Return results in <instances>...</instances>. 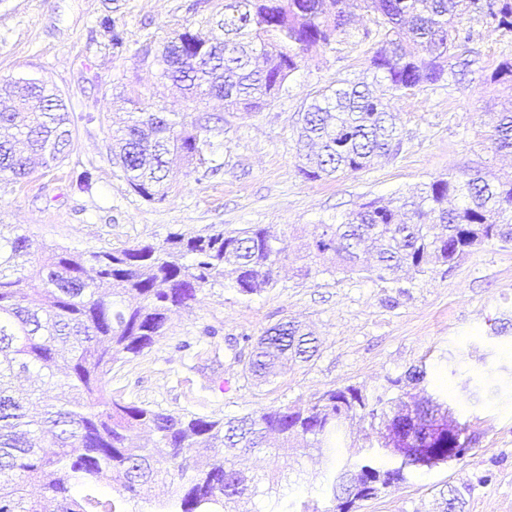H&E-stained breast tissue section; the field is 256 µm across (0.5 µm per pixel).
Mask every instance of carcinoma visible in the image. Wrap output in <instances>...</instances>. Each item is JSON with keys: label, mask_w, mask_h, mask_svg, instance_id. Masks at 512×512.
Here are the masks:
<instances>
[{"label": "carcinoma", "mask_w": 512, "mask_h": 512, "mask_svg": "<svg viewBox=\"0 0 512 512\" xmlns=\"http://www.w3.org/2000/svg\"><path fill=\"white\" fill-rule=\"evenodd\" d=\"M375 17L379 47L371 67L386 91H409L464 74L477 64L473 34L462 25L472 9L489 23L512 30V0H225L219 33L186 29L163 48V75L192 98L215 96L229 109L259 108L280 91L300 67L310 41L329 45L349 32L351 6ZM9 95L25 105V116L0 107V180L24 179L33 159L48 165L69 153L73 135L65 101L44 78L3 79ZM207 126L186 115L134 103L123 125L113 131L115 157L133 192L152 201L164 196L172 156L198 161L205 178L212 168L201 158L200 131ZM498 150H512V99L490 135ZM299 167L308 180L338 171L366 168L378 154L399 150L401 139L385 95L363 82L338 80L301 113ZM466 198L456 209L448 198ZM491 241L512 242V179L493 183L480 173L465 179L438 178L417 196L387 203L370 201L337 224H318L305 235L306 263L298 275L315 271L316 259L331 253L342 270L356 268L361 244H373L376 263L366 269L381 281L409 280L435 262L451 266ZM33 256L25 235L0 232V512H118L102 487L115 484L128 498L145 500L150 485L164 474L177 484L176 497L155 512H224L229 501L267 496L262 479L244 478L235 459L268 447L276 434L286 451L311 441L331 456L344 445L343 426L355 416L371 421L396 408L376 430L381 448L394 438L413 440L421 449L417 467L459 460L472 438L464 424L448 427V405L432 397L407 401L404 388L426 380L423 369L388 380L369 396L346 386L325 391L303 406L263 409L226 421L210 416L170 414L114 399L103 379L119 360L138 356L166 330L169 314L186 307L207 286L224 284L252 295L277 284L288 244L263 225L226 234L174 233L161 244L145 243L93 251L84 260L63 247H45ZM134 295L138 305H124ZM235 360L242 375L268 378L285 361L310 360L316 339L300 325L281 322L256 343L243 337ZM45 372L58 390L52 403L18 394L13 381L30 367ZM148 429L153 448H134L131 433ZM200 442L214 449L200 461L187 455ZM332 508L359 479L365 499L390 484L406 481L405 468L372 458L336 472L330 465ZM464 495L449 487L437 512H464Z\"/></svg>", "instance_id": "cac0c4a2"}]
</instances>
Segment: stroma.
Instances as JSON below:
<instances>
[{"label": "stroma", "instance_id": "stroma-1", "mask_svg": "<svg viewBox=\"0 0 512 512\" xmlns=\"http://www.w3.org/2000/svg\"><path fill=\"white\" fill-rule=\"evenodd\" d=\"M224 0H0V77L50 80L64 95L73 146L61 161L37 166L25 179L0 181V226L27 235L34 248L61 246L72 254L140 243L173 233L270 227L288 242L276 287L251 296L207 287L171 314L164 336L105 378L113 397L171 413L229 419L264 408L307 403L326 390L353 385L373 392L408 369L426 370V393L448 403L450 416L473 439L462 458L412 468L404 483L362 502L359 512H429L439 490L468 485L464 512H512V243L486 245L454 269L437 265L408 284L336 270L296 276L300 234L335 224L371 199L415 192L439 177L476 170L512 174V155L495 152L487 134L512 86L490 82L512 58V32L481 15L463 23L481 63L465 77L388 97L402 139L398 154L371 166L312 181L299 172L295 148L300 112L339 79L370 76L374 17L357 11L350 34L315 46L284 89L258 111H229L223 102L195 105L160 77L162 45L184 28L209 30ZM111 17L122 32L112 47L99 26ZM209 115L205 156L214 174L175 163L164 199L148 201L128 186L113 158L112 123L130 102ZM90 172L91 186L78 178ZM286 320L307 325L320 340L307 363L289 365L260 383L244 379L235 339L258 337ZM326 455L309 447L282 456L269 448L243 461L269 477L274 493L248 501V512H269L287 494L330 507Z\"/></svg>", "mask_w": 512, "mask_h": 512}]
</instances>
